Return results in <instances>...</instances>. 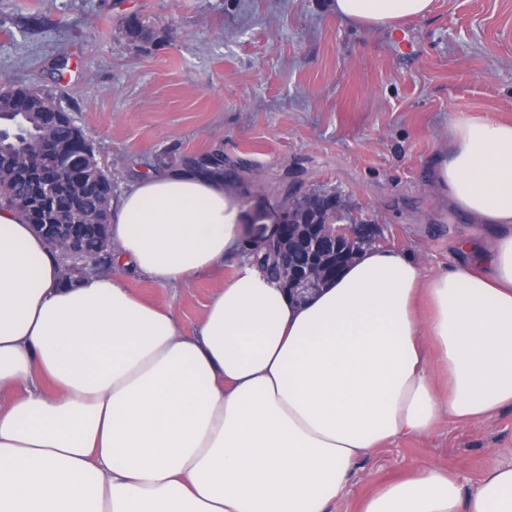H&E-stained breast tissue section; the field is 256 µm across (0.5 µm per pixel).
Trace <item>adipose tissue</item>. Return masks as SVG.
<instances>
[{
	"instance_id": "ef3b65f1",
	"label": "adipose tissue",
	"mask_w": 512,
	"mask_h": 512,
	"mask_svg": "<svg viewBox=\"0 0 512 512\" xmlns=\"http://www.w3.org/2000/svg\"><path fill=\"white\" fill-rule=\"evenodd\" d=\"M432 3L329 6L377 31ZM430 171L485 241L459 239L447 271L377 245L298 304L245 264L189 333L122 270L189 283L275 233L265 203L138 178L112 202L113 271L73 287L0 210V512H330L370 451L512 406V123L454 121ZM359 512H512V466L467 491L424 465Z\"/></svg>"
}]
</instances>
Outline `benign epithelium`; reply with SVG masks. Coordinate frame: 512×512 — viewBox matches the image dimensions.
I'll use <instances>...</instances> for the list:
<instances>
[{
  "instance_id": "1",
  "label": "benign epithelium",
  "mask_w": 512,
  "mask_h": 512,
  "mask_svg": "<svg viewBox=\"0 0 512 512\" xmlns=\"http://www.w3.org/2000/svg\"><path fill=\"white\" fill-rule=\"evenodd\" d=\"M300 189L292 186L280 199L281 219L277 234L259 244L257 251H271L280 265V281L298 303L308 301L363 248L383 241L377 224L366 220L330 225L328 232L312 224L303 236L290 224Z\"/></svg>"
}]
</instances>
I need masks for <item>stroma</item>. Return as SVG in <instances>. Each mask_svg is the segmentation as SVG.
I'll return each instance as SVG.
<instances>
[{
    "label": "stroma",
    "instance_id": "1",
    "mask_svg": "<svg viewBox=\"0 0 512 512\" xmlns=\"http://www.w3.org/2000/svg\"><path fill=\"white\" fill-rule=\"evenodd\" d=\"M132 16L167 39L128 43ZM0 75L75 117L114 194L160 159L182 167L219 146L246 199L277 205L292 182L334 192L345 215L382 225L384 246L438 272L470 226L431 193L428 166L453 120L512 122V0H434L381 32L328 0H0ZM247 259L186 286L123 277L189 332ZM491 459L512 464L511 407L371 451L334 512L428 462L474 485Z\"/></svg>",
    "mask_w": 512,
    "mask_h": 512
}]
</instances>
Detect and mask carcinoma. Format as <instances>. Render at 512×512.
Wrapping results in <instances>:
<instances>
[{"mask_svg":"<svg viewBox=\"0 0 512 512\" xmlns=\"http://www.w3.org/2000/svg\"><path fill=\"white\" fill-rule=\"evenodd\" d=\"M155 31L138 18L126 21L124 37L145 42ZM0 127L7 134L0 149V208L13 210L27 224H63L66 236L60 242L46 237L49 250L59 253L71 247L102 267L112 266L111 224L112 175L104 172L91 143L57 103L37 91L0 84ZM190 171L224 181V153L205 152L190 160ZM336 205L315 199L294 208L295 224L309 223L318 214L319 223Z\"/></svg>","mask_w":512,"mask_h":512,"instance_id":"1","label":"carcinoma"}]
</instances>
